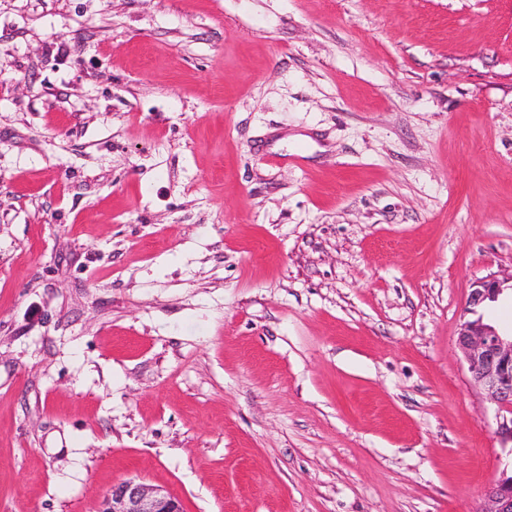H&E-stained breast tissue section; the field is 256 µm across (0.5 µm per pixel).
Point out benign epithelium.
I'll list each match as a JSON object with an SVG mask.
<instances>
[{
    "label": "benign epithelium",
    "instance_id": "benign-epithelium-1",
    "mask_svg": "<svg viewBox=\"0 0 512 512\" xmlns=\"http://www.w3.org/2000/svg\"><path fill=\"white\" fill-rule=\"evenodd\" d=\"M500 281L483 279L473 283L467 304L475 313L502 293ZM457 346L462 352L474 386L482 389L504 413L497 434L503 444H512V333L484 321L483 317L460 324ZM90 512H183L179 501L166 490L130 478L112 485ZM475 512H512V473L504 470L484 490Z\"/></svg>",
    "mask_w": 512,
    "mask_h": 512
}]
</instances>
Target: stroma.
<instances>
[{"label":"stroma","instance_id":"obj_1","mask_svg":"<svg viewBox=\"0 0 512 512\" xmlns=\"http://www.w3.org/2000/svg\"><path fill=\"white\" fill-rule=\"evenodd\" d=\"M489 276L512 0H0V512H476ZM502 291L503 288L498 279H483L474 282L467 300L468 311L476 313L477 309L485 306L487 302L496 301ZM89 512H183L166 490L130 478L114 483Z\"/></svg>","mask_w":512,"mask_h":512}]
</instances>
